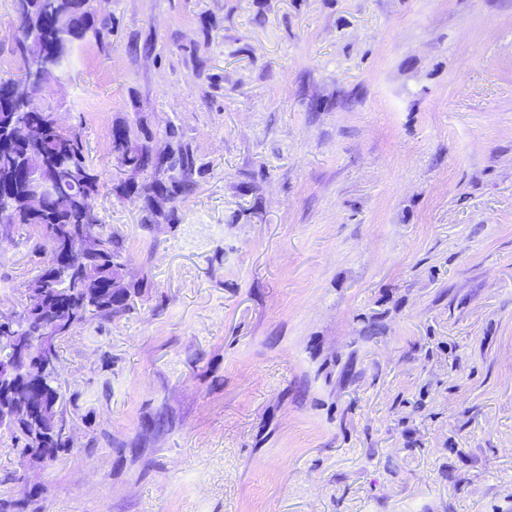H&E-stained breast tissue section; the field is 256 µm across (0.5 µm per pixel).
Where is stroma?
Listing matches in <instances>:
<instances>
[{"label": "stroma", "instance_id": "1", "mask_svg": "<svg viewBox=\"0 0 512 512\" xmlns=\"http://www.w3.org/2000/svg\"><path fill=\"white\" fill-rule=\"evenodd\" d=\"M42 98L127 310L59 343L44 512H512V0H97ZM196 156L148 212L110 134ZM0 226V312L43 262ZM25 473V483L15 474Z\"/></svg>", "mask_w": 512, "mask_h": 512}]
</instances>
